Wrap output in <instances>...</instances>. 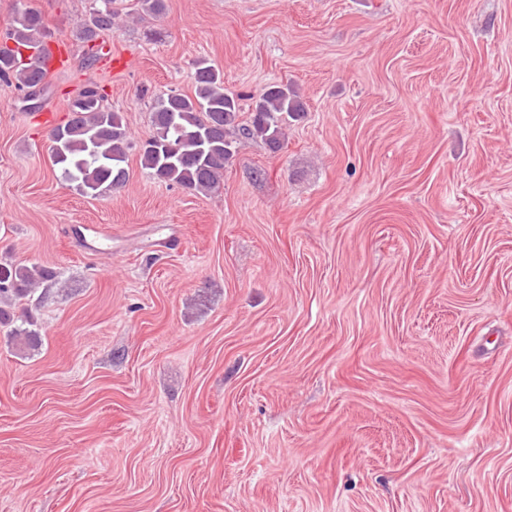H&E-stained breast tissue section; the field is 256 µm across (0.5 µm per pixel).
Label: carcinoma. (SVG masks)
Segmentation results:
<instances>
[{
    "label": "carcinoma",
    "instance_id": "carcinoma-1",
    "mask_svg": "<svg viewBox=\"0 0 512 512\" xmlns=\"http://www.w3.org/2000/svg\"><path fill=\"white\" fill-rule=\"evenodd\" d=\"M98 6L77 28L85 45L95 43L112 29L119 17L116 0H96ZM142 14L159 18L166 0H139ZM14 24L0 42V82L15 85L26 95L43 94L48 74L41 59L47 37L42 14L16 3ZM195 91L190 97L167 93L157 98L152 110L153 135L141 146L142 165L157 179L197 192L218 188L224 167L233 155L231 132L244 139L260 138L273 150L280 147L283 126L304 112L303 104L286 85L269 86L255 101L248 125H238V97L224 91V80L206 60L196 63ZM103 89L85 86L70 104L68 119L50 133L52 157L61 178L96 196L124 185L123 166L131 146L123 113L103 105ZM45 272L25 265L0 271V298L24 297L33 292Z\"/></svg>",
    "mask_w": 512,
    "mask_h": 512
}]
</instances>
